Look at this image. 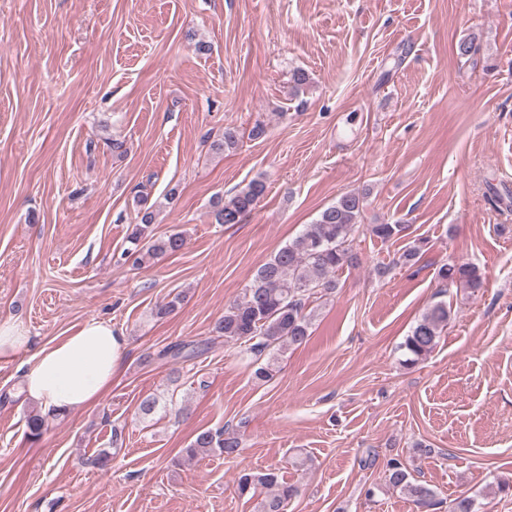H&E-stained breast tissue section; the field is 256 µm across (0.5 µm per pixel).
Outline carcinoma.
<instances>
[{
    "instance_id": "cac0c4a2",
    "label": "carcinoma",
    "mask_w": 512,
    "mask_h": 512,
    "mask_svg": "<svg viewBox=\"0 0 512 512\" xmlns=\"http://www.w3.org/2000/svg\"><path fill=\"white\" fill-rule=\"evenodd\" d=\"M480 39L470 34L460 39L456 54L471 60L480 53ZM262 177L252 179L245 187L228 198L212 200L215 221L218 224H238L256 208L265 193ZM367 193H345L324 208L316 220L305 225L302 232L280 248L256 272L245 288L241 299L224 307L214 324V333L226 342L243 343L249 351L262 356L274 354L305 344L310 336L313 310L309 309L315 295L326 296L336 291V274L356 263L352 243L356 234L367 232L383 242L398 241L408 236V225L395 223L365 224L364 208ZM147 197L137 196L141 208L138 223L128 237L129 247L122 257L141 265L147 259L179 252L185 245L181 233L163 237L153 234L154 212L146 206ZM428 241L418 237L410 241L399 256L405 265H415L427 251ZM437 278L445 288L459 286L477 290L482 287L483 274L471 263L443 264ZM451 318V308L445 301L430 306L401 344L404 364L414 365L426 358L437 346L439 337ZM199 344L179 343L168 347L163 354L174 359H191L202 354ZM239 438L227 430L200 431L184 449L187 458H204L212 454L227 457L238 453ZM386 480L419 508L435 505L436 492L431 487L413 482L410 471L402 460L388 461ZM241 494L262 487L268 490L261 500L260 512H285V505L296 489L288 485L273 469L258 473H244L238 477Z\"/></svg>"
}]
</instances>
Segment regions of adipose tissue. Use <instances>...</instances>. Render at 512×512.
I'll use <instances>...</instances> for the list:
<instances>
[{
    "mask_svg": "<svg viewBox=\"0 0 512 512\" xmlns=\"http://www.w3.org/2000/svg\"><path fill=\"white\" fill-rule=\"evenodd\" d=\"M125 344L111 323L90 319L42 348L23 375L21 391L45 413L95 405L123 368Z\"/></svg>",
    "mask_w": 512,
    "mask_h": 512,
    "instance_id": "1",
    "label": "adipose tissue"
}]
</instances>
